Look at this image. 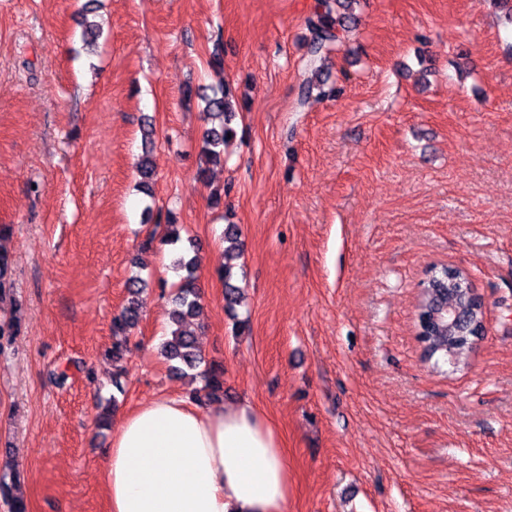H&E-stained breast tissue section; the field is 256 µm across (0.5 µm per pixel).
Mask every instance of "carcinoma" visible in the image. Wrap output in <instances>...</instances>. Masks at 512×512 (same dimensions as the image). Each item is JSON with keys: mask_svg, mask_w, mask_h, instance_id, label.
I'll return each mask as SVG.
<instances>
[{"mask_svg": "<svg viewBox=\"0 0 512 512\" xmlns=\"http://www.w3.org/2000/svg\"><path fill=\"white\" fill-rule=\"evenodd\" d=\"M357 0H317L314 12L306 20L310 32L307 59L304 64V78L301 84V101L312 96L319 98L336 96V87L326 86L322 78L324 61L331 46L338 45L345 39L349 24L354 21L352 5ZM318 93H313V90ZM205 103L204 112L211 119V124L203 132L202 154L205 162L219 165L224 162V146L235 136L231 122L236 116L235 96L231 85L217 88L210 95H199ZM140 190L153 195L155 184V167L151 150L143 152L136 165ZM240 231L238 225L229 224L224 230L223 262L218 274L224 280V306L232 312L238 304L240 288L232 283L233 269L241 258L239 247ZM163 241L167 245L181 242L180 225L173 215H168ZM188 246L178 248L173 259V266L182 272L180 280L171 297L170 333L163 343L161 352L170 363L171 370L178 375L191 374V380H199L201 386L191 390L192 400L202 403L224 396V365L207 363L202 357L197 344L193 319L202 309V295L198 284L197 263L191 255L195 242L187 239ZM13 258L8 249L0 245V302L12 288L11 269ZM446 268L433 265L425 269L423 279L435 278L436 287L420 289L417 303V339L421 345L422 358L426 362L444 360L456 368H465L469 364L472 350V336H459L456 331L448 330V320L442 314L437 315L436 325L425 324V317L430 315L429 300L433 295H441L445 306L464 308L467 298L444 278ZM146 280L136 275L129 279L126 303L112 318V346L105 354L122 359L130 350L131 332L142 315L140 294ZM20 482V475L8 469L0 470V496L10 503L11 512H28L27 505L20 497L11 496V489Z\"/></svg>", "mask_w": 512, "mask_h": 512, "instance_id": "1", "label": "carcinoma"}]
</instances>
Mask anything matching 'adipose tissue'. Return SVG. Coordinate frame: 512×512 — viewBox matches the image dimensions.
Wrapping results in <instances>:
<instances>
[{"mask_svg":"<svg viewBox=\"0 0 512 512\" xmlns=\"http://www.w3.org/2000/svg\"><path fill=\"white\" fill-rule=\"evenodd\" d=\"M108 512H283L288 460L247 401L155 397L125 414L102 464Z\"/></svg>","mask_w":512,"mask_h":512,"instance_id":"1","label":"adipose tissue"}]
</instances>
